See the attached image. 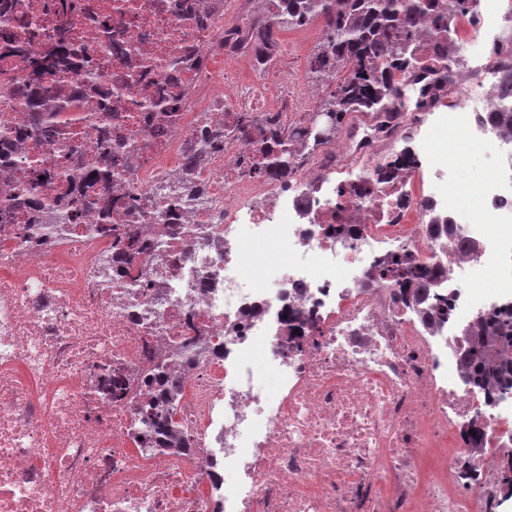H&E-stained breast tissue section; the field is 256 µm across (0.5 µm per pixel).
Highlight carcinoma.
Here are the masks:
<instances>
[{"instance_id": "1", "label": "carcinoma", "mask_w": 512, "mask_h": 512, "mask_svg": "<svg viewBox=\"0 0 512 512\" xmlns=\"http://www.w3.org/2000/svg\"><path fill=\"white\" fill-rule=\"evenodd\" d=\"M279 17L297 26L306 16L328 14L332 24L309 62L310 71L323 74L346 72L319 106L335 118L340 128L344 115L353 111L377 112L392 104L395 74L415 57L425 40L420 25L437 11L438 0H281ZM66 0H47L45 9L59 21L54 38L45 43L42 54L30 61L29 72L15 83L16 94L24 97L36 113L32 135L51 138L56 129L40 124L41 113L60 87L44 81L56 68L78 55L68 42L64 15ZM305 137L318 146L326 139L300 132H270V138L290 144ZM408 295L421 300L427 294L433 271L408 256L393 257L380 269ZM467 344L461 348V361L470 381L489 389L512 388V308L492 316H482L466 331Z\"/></svg>"}]
</instances>
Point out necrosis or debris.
<instances>
[{"mask_svg":"<svg viewBox=\"0 0 512 512\" xmlns=\"http://www.w3.org/2000/svg\"><path fill=\"white\" fill-rule=\"evenodd\" d=\"M7 2L0 84L56 28ZM81 2L67 24L97 79L60 134L27 138L26 100L0 88V211L17 217L0 224V512H491L512 390L468 382L460 347L512 303V132L494 118L512 112V0H448L447 67L420 53L394 104L277 172L262 130L306 129L318 101L275 55V8L216 0L202 27V0ZM227 61L267 78L238 85ZM159 85L172 111L147 107ZM441 134L492 151L480 212ZM106 168L111 223L62 206L70 177ZM391 254L438 269L429 314L379 275ZM160 368L179 378L168 408ZM163 408L180 443L145 425Z\"/></svg>","mask_w":512,"mask_h":512,"instance_id":"4bbe7bcc","label":"necrosis or debris"}]
</instances>
